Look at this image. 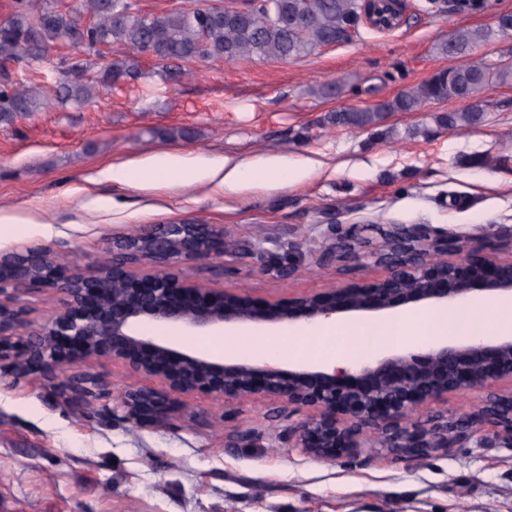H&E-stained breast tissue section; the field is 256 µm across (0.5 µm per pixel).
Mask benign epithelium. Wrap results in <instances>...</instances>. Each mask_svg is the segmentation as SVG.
<instances>
[{"instance_id": "benign-epithelium-1", "label": "benign epithelium", "mask_w": 512, "mask_h": 512, "mask_svg": "<svg viewBox=\"0 0 512 512\" xmlns=\"http://www.w3.org/2000/svg\"><path fill=\"white\" fill-rule=\"evenodd\" d=\"M463 250L456 238L431 236L418 225L399 234L378 260L388 274L355 280L287 302L254 304L239 295L216 292L200 283L179 284L169 267L224 253L223 230L208 224H164L138 238L110 242L112 259L92 275L72 272L41 248L0 252V376H29L47 382L65 365L109 357L132 374L158 377L175 392H200L216 399L267 398L282 410L312 406L316 413L288 431L297 447L315 457H335L371 448L380 436L404 458H424L462 446L479 431L512 447V336L497 341L468 339L459 344L431 342L412 353L391 351L356 363L352 369L284 370L273 359L232 363L195 355L175 342L147 333L153 323L192 333L262 325L304 326L339 314L389 313L399 307L466 302L474 291L512 293V258L470 252L463 264L448 255ZM148 259L151 274L134 266ZM121 284L118 295L107 287ZM32 289L62 296L63 305L46 323L32 324L15 305V295ZM458 390L486 394L481 414L469 418L471 431L448 430V415L433 423L406 425L418 406L443 400ZM59 397L84 404L108 395L97 381L76 375ZM122 418L145 423L169 417L177 406L159 391L130 387L120 397Z\"/></svg>"}]
</instances>
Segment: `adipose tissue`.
Wrapping results in <instances>:
<instances>
[{
    "instance_id": "obj_1",
    "label": "adipose tissue",
    "mask_w": 512,
    "mask_h": 512,
    "mask_svg": "<svg viewBox=\"0 0 512 512\" xmlns=\"http://www.w3.org/2000/svg\"><path fill=\"white\" fill-rule=\"evenodd\" d=\"M256 162L250 158L239 160L221 157L186 156L165 152L142 160L126 159L113 162L100 173L101 179L127 183L148 190L157 185H198L210 193L220 195L241 189L248 181ZM493 327L501 336L512 335V298L503 296L493 304L476 300L473 307L456 311L438 307L418 315L395 312L373 322L351 320L327 322L321 335L333 342V357L337 360L357 358L361 346L390 350L402 347L404 338L412 329L421 335L440 339L457 336H481L486 327Z\"/></svg>"
}]
</instances>
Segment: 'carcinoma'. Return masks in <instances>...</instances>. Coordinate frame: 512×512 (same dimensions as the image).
I'll list each match as a JSON object with an SVG mask.
<instances>
[{
  "label": "carcinoma",
  "instance_id": "carcinoma-1",
  "mask_svg": "<svg viewBox=\"0 0 512 512\" xmlns=\"http://www.w3.org/2000/svg\"><path fill=\"white\" fill-rule=\"evenodd\" d=\"M15 0L11 17L0 24V124L57 102L81 108L103 90L135 82L148 74L144 62L155 60L166 77L180 75L178 62L219 57L290 59L321 47L349 40L363 21L380 30L400 26L403 16L391 4L368 13L365 0H248L242 9L221 6L142 14L132 0H79L61 10L50 0L32 6ZM493 35L512 38V13L498 16L491 30L462 28L438 46V52L457 60L420 84L395 97L366 107H342L325 121L344 129L375 130L380 135L388 114L416 112L424 104L459 100L457 111L438 112L440 128L467 130L479 125L489 102L484 93L494 84L512 82V60L491 64L469 59L474 44ZM68 44L82 58L55 67L49 84L26 86L15 80L10 63L48 62L54 50ZM95 68L86 80L82 74Z\"/></svg>",
  "mask_w": 512,
  "mask_h": 512
}]
</instances>
